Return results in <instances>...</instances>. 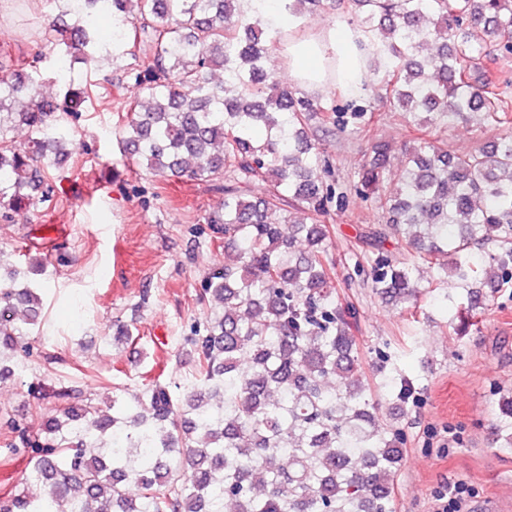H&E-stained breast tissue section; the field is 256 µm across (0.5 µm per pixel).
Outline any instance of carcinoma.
<instances>
[{
  "label": "carcinoma",
  "mask_w": 512,
  "mask_h": 512,
  "mask_svg": "<svg viewBox=\"0 0 512 512\" xmlns=\"http://www.w3.org/2000/svg\"><path fill=\"white\" fill-rule=\"evenodd\" d=\"M43 41L55 50L61 99L40 96L42 55L0 66V218L50 202L55 172L73 147L71 120L92 94L74 64L125 58L150 38L152 59L124 68L151 99L128 102L117 142L152 175L224 178V201L205 217L236 261L208 272L202 312L188 337L196 372L145 385L132 401L112 394V415L73 389L53 393V415L33 431L3 418L5 447L29 470L0 493V512H396L394 474L406 437L379 421L361 371L353 313L337 299L329 257L332 207L349 197L312 142L317 128L364 127L373 112L356 101L323 105L300 96L268 67L282 39L254 0H51ZM303 20L324 0H282ZM377 45L376 94L413 132L401 148L400 183L386 190L391 150L370 147L351 192L373 202L384 223L368 231L369 286L389 300L434 297L448 326L478 325L484 295L512 287V137L452 154L438 133L469 112L512 121V99L483 62L512 55V0H347ZM112 17L110 40L97 38ZM224 73L216 83L212 75ZM30 132L19 148L13 133ZM263 189L258 195L252 189ZM395 239L387 248L389 239ZM44 260L0 277V376L27 371V338L42 320L41 297L19 276H41ZM453 292L443 288L448 282ZM140 339L118 323L113 345ZM376 389L399 408L414 401L413 378L393 373ZM494 443L512 451V393L497 402ZM51 484L49 499L24 492ZM137 487V494L129 491Z\"/></svg>",
  "instance_id": "1"
}]
</instances>
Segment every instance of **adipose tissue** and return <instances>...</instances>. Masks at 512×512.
I'll list each match as a JSON object with an SVG mask.
<instances>
[{"mask_svg": "<svg viewBox=\"0 0 512 512\" xmlns=\"http://www.w3.org/2000/svg\"><path fill=\"white\" fill-rule=\"evenodd\" d=\"M265 11L273 26L285 34L281 53L298 90L315 95L339 82L349 96L362 94L376 47L358 26L343 24L300 39L292 36L293 26L277 0H267Z\"/></svg>", "mask_w": 512, "mask_h": 512, "instance_id": "1", "label": "adipose tissue"}]
</instances>
